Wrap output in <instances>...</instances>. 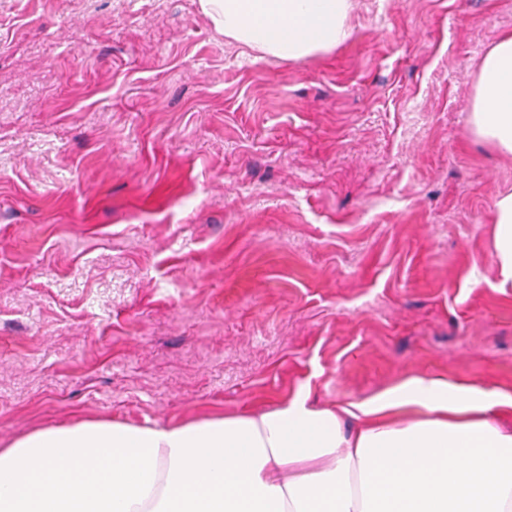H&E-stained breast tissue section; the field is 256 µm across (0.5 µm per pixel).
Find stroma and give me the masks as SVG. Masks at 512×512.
Returning <instances> with one entry per match:
<instances>
[{"mask_svg":"<svg viewBox=\"0 0 512 512\" xmlns=\"http://www.w3.org/2000/svg\"><path fill=\"white\" fill-rule=\"evenodd\" d=\"M351 24L288 62L199 0H0V448L412 375L512 393V159L469 133L512 0ZM492 223L496 262L504 281L512 280V192L501 193L494 206Z\"/></svg>","mask_w":512,"mask_h":512,"instance_id":"35a3bbf8","label":"stroma"}]
</instances>
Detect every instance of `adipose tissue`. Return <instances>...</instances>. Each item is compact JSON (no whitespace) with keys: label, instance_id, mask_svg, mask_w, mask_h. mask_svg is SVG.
Masks as SVG:
<instances>
[{"label":"adipose tissue","instance_id":"ef3b65f1","mask_svg":"<svg viewBox=\"0 0 512 512\" xmlns=\"http://www.w3.org/2000/svg\"><path fill=\"white\" fill-rule=\"evenodd\" d=\"M225 39L304 60L350 35L353 0H200ZM471 134L512 157V33L484 53ZM492 222L512 280V192ZM179 425L105 418L29 432L0 448V512H512V393L417 375L377 396ZM355 421L345 432L346 421Z\"/></svg>","mask_w":512,"mask_h":512}]
</instances>
